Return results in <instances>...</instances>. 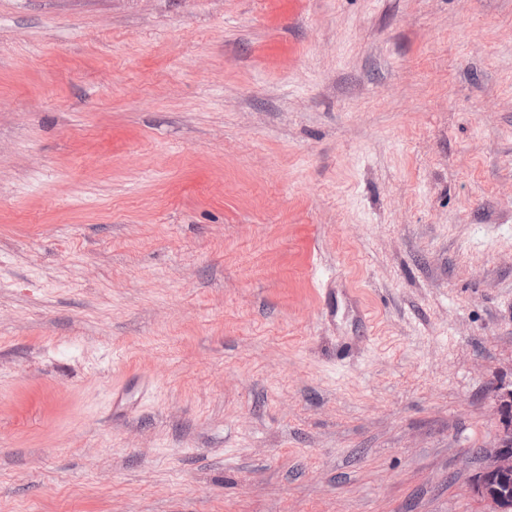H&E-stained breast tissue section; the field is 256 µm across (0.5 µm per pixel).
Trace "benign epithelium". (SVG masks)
I'll use <instances>...</instances> for the list:
<instances>
[{"mask_svg": "<svg viewBox=\"0 0 512 512\" xmlns=\"http://www.w3.org/2000/svg\"><path fill=\"white\" fill-rule=\"evenodd\" d=\"M496 400L501 426L492 446L475 449L483 466L469 491L484 503L483 512H512V388H497Z\"/></svg>", "mask_w": 512, "mask_h": 512, "instance_id": "1", "label": "benign epithelium"}]
</instances>
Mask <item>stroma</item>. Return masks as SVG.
Returning <instances> with one entry per match:
<instances>
[{
	"instance_id": "obj_1",
	"label": "stroma",
	"mask_w": 512,
	"mask_h": 512,
	"mask_svg": "<svg viewBox=\"0 0 512 512\" xmlns=\"http://www.w3.org/2000/svg\"><path fill=\"white\" fill-rule=\"evenodd\" d=\"M511 384L512 0H0V512H483Z\"/></svg>"
}]
</instances>
